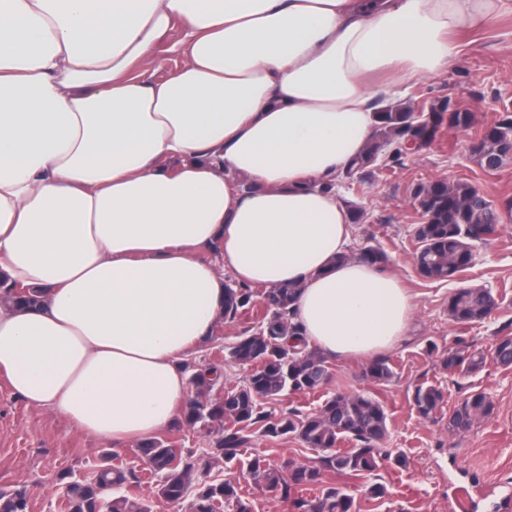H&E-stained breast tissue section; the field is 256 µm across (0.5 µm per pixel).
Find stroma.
Masks as SVG:
<instances>
[{
    "label": "stroma",
    "mask_w": 512,
    "mask_h": 512,
    "mask_svg": "<svg viewBox=\"0 0 512 512\" xmlns=\"http://www.w3.org/2000/svg\"><path fill=\"white\" fill-rule=\"evenodd\" d=\"M459 64L448 73L381 92L377 105L408 101L420 107L450 99L475 114L473 128L453 131L430 150L402 155L400 161L376 171L368 182L341 181L343 203L359 204L364 210L355 225L348 251L376 246L388 255L387 270L396 275L413 297L414 309L405 339L387 352L394 375L384 384L373 383L365 374L366 361L329 359L330 377L325 392L371 393L385 406L388 437L386 447L403 453V467L381 465L366 476L352 479L327 472L323 487L344 490L359 502L360 512H448V505L464 498V512H512V368L487 362L469 375L448 374L441 355L457 338L484 352H491L497 337L512 335V219L499 225L491 240L476 250L473 267L459 283L422 278L413 263L418 247L414 236L420 222L412 199L418 182L434 178L465 179L491 201L512 199V165L497 171L482 170L471 151L480 129L490 124L502 107L512 105V16L501 17L492 26L468 33ZM491 289L497 306L485 320L459 325L448 316V298L457 285ZM256 316L241 313L221 320L215 333L192 357L196 364H219L227 385L241 383L246 367L235 362L230 347L239 337L258 327ZM433 385L444 394L442 408L433 419H423L415 410L412 395L416 385ZM482 391L494 403L493 413L466 431L448 427V416L461 397ZM325 392L287 394L274 402L261 401L262 411L275 415L292 411L314 412ZM131 468L138 483L127 486L134 499H147L154 512H172L155 498V482L146 476L147 466L137 445L115 446L89 437L63 417L28 407L13 396L0 379V489L26 488L30 512H60L59 476L69 473L83 479L101 463L103 455ZM386 486L385 498L368 501L366 485ZM243 494L254 512H297L294 502L310 499L314 489H292L290 497L242 477Z\"/></svg>",
    "instance_id": "35a3bbf8"
}]
</instances>
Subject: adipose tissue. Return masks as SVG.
<instances>
[{
  "label": "adipose tissue",
  "mask_w": 512,
  "mask_h": 512,
  "mask_svg": "<svg viewBox=\"0 0 512 512\" xmlns=\"http://www.w3.org/2000/svg\"><path fill=\"white\" fill-rule=\"evenodd\" d=\"M512 0H0V378L104 442L181 417L186 358L243 284L294 285L308 346L372 357L406 334L397 276L341 260L339 177L376 84L447 72ZM183 30L182 60L148 74ZM217 253L224 267L205 260ZM182 38L181 29L175 26L168 34L165 41L155 49L150 65V73L154 78L161 79L173 72L181 62V55L178 52V43ZM2 288L4 289L2 293L3 295L5 294L9 296L15 304L22 306L36 305L42 295V293L35 288H24L20 284L9 286L0 280V289Z\"/></svg>",
  "instance_id": "obj_1"
}]
</instances>
